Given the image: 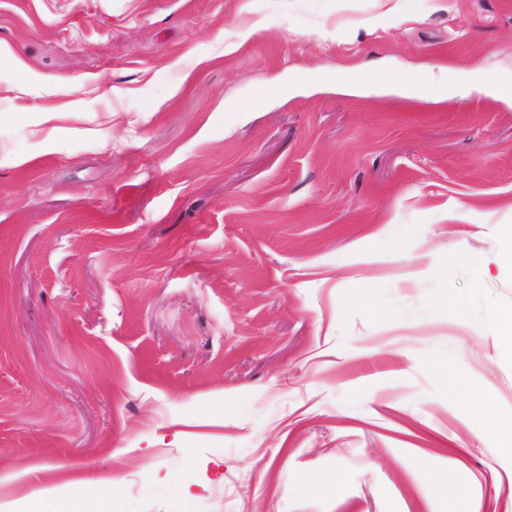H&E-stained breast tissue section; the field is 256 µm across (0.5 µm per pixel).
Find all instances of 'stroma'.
I'll return each instance as SVG.
<instances>
[{
	"mask_svg": "<svg viewBox=\"0 0 512 512\" xmlns=\"http://www.w3.org/2000/svg\"><path fill=\"white\" fill-rule=\"evenodd\" d=\"M441 63L512 77V0H0V113L74 131L0 126V512H512V105H244ZM42 115L36 119L32 120L29 116H26L21 113H16L8 116H4L3 113H0V125L4 121H9L16 124L24 125L25 127L30 128L29 134L32 136H36L41 133V126L51 122L55 118V113L53 112H43ZM487 332L498 336L508 342H512V313L495 311L491 313L485 325ZM477 415L482 421L484 430L497 437L503 443L502 447L510 453L512 449V418L495 414L493 404L487 399L479 401Z\"/></svg>",
	"mask_w": 512,
	"mask_h": 512,
	"instance_id": "35a3bbf8",
	"label": "stroma"
}]
</instances>
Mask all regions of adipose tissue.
<instances>
[{"mask_svg": "<svg viewBox=\"0 0 512 512\" xmlns=\"http://www.w3.org/2000/svg\"><path fill=\"white\" fill-rule=\"evenodd\" d=\"M295 85L314 86L338 94H365L379 92L392 94L407 100L443 102L449 95H465L474 90L487 89L512 104V78L465 75L446 65L430 67L427 77L407 72L396 74L388 71L355 72L342 71L302 72L293 78Z\"/></svg>", "mask_w": 512, "mask_h": 512, "instance_id": "1", "label": "adipose tissue"}]
</instances>
